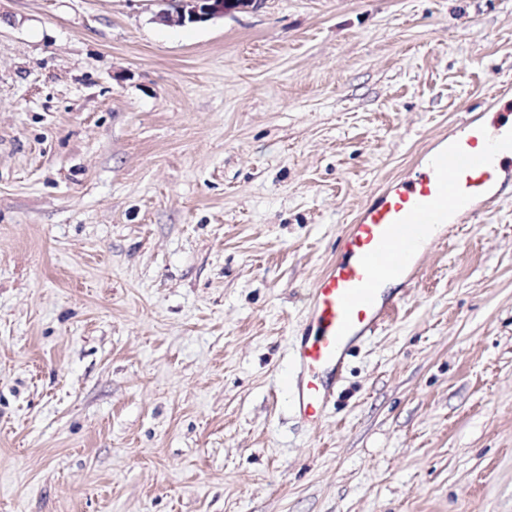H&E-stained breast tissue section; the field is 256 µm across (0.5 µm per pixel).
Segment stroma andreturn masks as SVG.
Masks as SVG:
<instances>
[{"instance_id":"stroma-1","label":"stroma","mask_w":512,"mask_h":512,"mask_svg":"<svg viewBox=\"0 0 512 512\" xmlns=\"http://www.w3.org/2000/svg\"><path fill=\"white\" fill-rule=\"evenodd\" d=\"M0 0V512H512V187L311 429L338 236L512 82V0ZM169 2L166 9L156 15V20L166 25L183 26L187 23H205L214 19L257 9L261 0H163ZM177 2V4H176ZM176 4V6H175Z\"/></svg>"}]
</instances>
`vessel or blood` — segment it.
<instances>
[{"label": "vessel or blood", "instance_id": "vessel-or-blood-1", "mask_svg": "<svg viewBox=\"0 0 512 512\" xmlns=\"http://www.w3.org/2000/svg\"><path fill=\"white\" fill-rule=\"evenodd\" d=\"M512 183V113L463 119L447 142L391 180L364 205L339 238L335 259L309 293L306 328L293 364L295 410L320 425L333 378L352 345L372 334L398 300L379 291L391 277L415 284L421 264L414 246L442 243L436 227L478 219Z\"/></svg>", "mask_w": 512, "mask_h": 512}]
</instances>
